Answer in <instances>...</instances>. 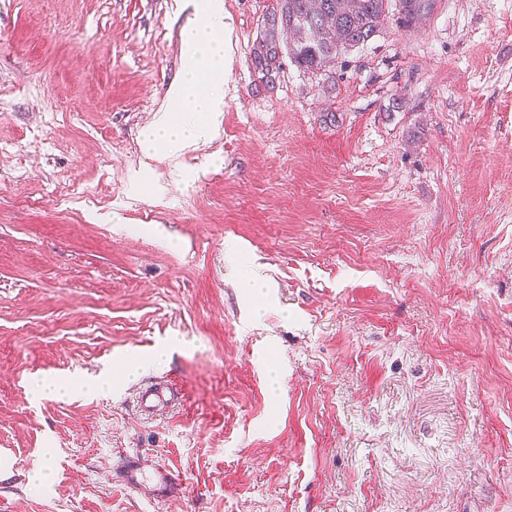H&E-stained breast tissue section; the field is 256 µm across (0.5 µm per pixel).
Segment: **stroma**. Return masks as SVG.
Here are the masks:
<instances>
[{"label":"stroma","mask_w":512,"mask_h":512,"mask_svg":"<svg viewBox=\"0 0 512 512\" xmlns=\"http://www.w3.org/2000/svg\"><path fill=\"white\" fill-rule=\"evenodd\" d=\"M268 3L224 0L213 135L149 157L180 0H0V512H512V0H392L330 93L261 87ZM159 386V387H158ZM167 393V388L160 385L150 386L142 389L138 393V403L147 413L154 414L167 408L171 401V392ZM119 478L131 490H141L143 487L149 486L161 501H166L174 496L175 486H177L176 479L171 472L165 468L146 470L139 458L134 456L126 460Z\"/></svg>","instance_id":"stroma-1"}]
</instances>
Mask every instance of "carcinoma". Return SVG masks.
<instances>
[{"label": "carcinoma", "mask_w": 512, "mask_h": 512, "mask_svg": "<svg viewBox=\"0 0 512 512\" xmlns=\"http://www.w3.org/2000/svg\"><path fill=\"white\" fill-rule=\"evenodd\" d=\"M322 15L313 0H272L263 29L251 48L254 72L270 90L279 79L285 60L299 70L330 76L332 67L345 54L365 46L380 33L389 0H319ZM407 22L419 20L425 0H401Z\"/></svg>", "instance_id": "obj_1"}]
</instances>
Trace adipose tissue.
<instances>
[{"mask_svg": "<svg viewBox=\"0 0 512 512\" xmlns=\"http://www.w3.org/2000/svg\"><path fill=\"white\" fill-rule=\"evenodd\" d=\"M185 52L194 63L182 74L172 96L191 112L188 120L162 111L143 132L146 148L172 147L209 136L224 110V92L213 86V77L224 73V0H194V17L182 30ZM209 80H202L201 71Z\"/></svg>", "mask_w": 512, "mask_h": 512, "instance_id": "ef3b65f1", "label": "adipose tissue"}]
</instances>
